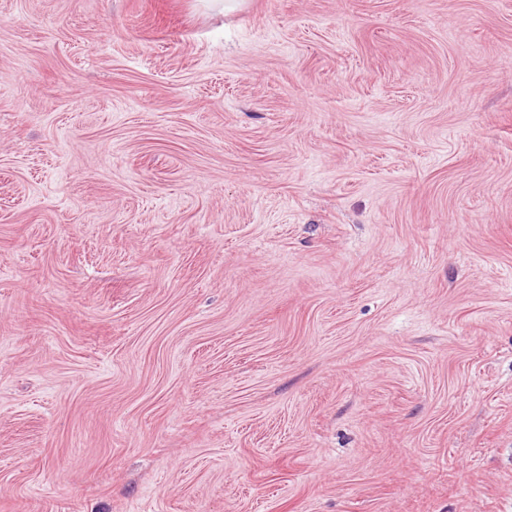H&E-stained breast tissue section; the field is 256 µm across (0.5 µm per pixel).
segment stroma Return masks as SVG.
<instances>
[{
  "mask_svg": "<svg viewBox=\"0 0 512 512\" xmlns=\"http://www.w3.org/2000/svg\"><path fill=\"white\" fill-rule=\"evenodd\" d=\"M0 512H512V0H0Z\"/></svg>",
  "mask_w": 512,
  "mask_h": 512,
  "instance_id": "35a3bbf8",
  "label": "stroma"
}]
</instances>
